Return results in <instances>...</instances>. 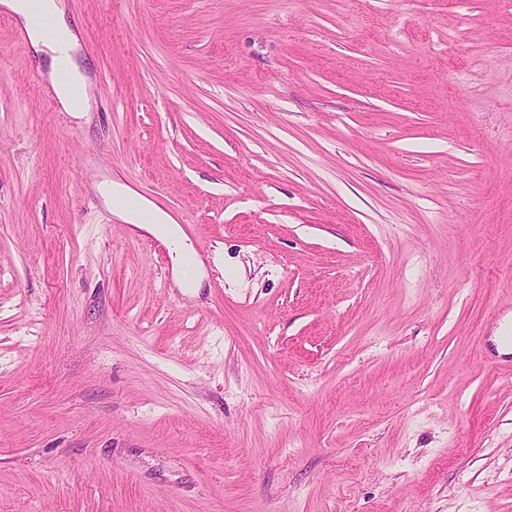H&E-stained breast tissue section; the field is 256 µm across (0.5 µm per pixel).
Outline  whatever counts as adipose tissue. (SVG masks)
Instances as JSON below:
<instances>
[{"mask_svg":"<svg viewBox=\"0 0 512 512\" xmlns=\"http://www.w3.org/2000/svg\"><path fill=\"white\" fill-rule=\"evenodd\" d=\"M43 11L53 17L58 34L57 44L44 41L36 28L30 27L29 0H0L5 11L15 15L22 22L28 23L29 41L38 54L49 57L46 78L50 82L55 95L65 111L89 112L90 82L85 69L77 59L79 47L78 35L65 19V6L62 0H40ZM120 219L134 225L135 229L146 231L157 238L178 242L179 248L173 256V276L178 288H190L198 292L204 279L202 264L187 267L186 260L192 255L190 245L182 243L181 232L174 219L165 211L148 200H141L139 208L123 210Z\"/></svg>","mask_w":512,"mask_h":512,"instance_id":"obj_1","label":"adipose tissue"}]
</instances>
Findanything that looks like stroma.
<instances>
[{
    "label": "stroma",
    "instance_id": "35a3bbf8",
    "mask_svg": "<svg viewBox=\"0 0 512 512\" xmlns=\"http://www.w3.org/2000/svg\"><path fill=\"white\" fill-rule=\"evenodd\" d=\"M64 3L80 118L0 9V512H512V0ZM96 191L101 196L106 208L117 214L127 224L134 225L135 229L144 230L157 238L179 242V248L173 256V276L178 288L190 294H196L202 287L204 279L203 263L197 260L191 281L187 284V275L191 273L190 265L186 267V259L195 255L192 247L181 238V232L174 219L152 202L139 198L140 208L122 210L114 208V200L120 195L136 196L129 187L119 182L103 181L96 185ZM150 213V220L143 218V212ZM190 288V290H186Z\"/></svg>",
    "mask_w": 512,
    "mask_h": 512
}]
</instances>
